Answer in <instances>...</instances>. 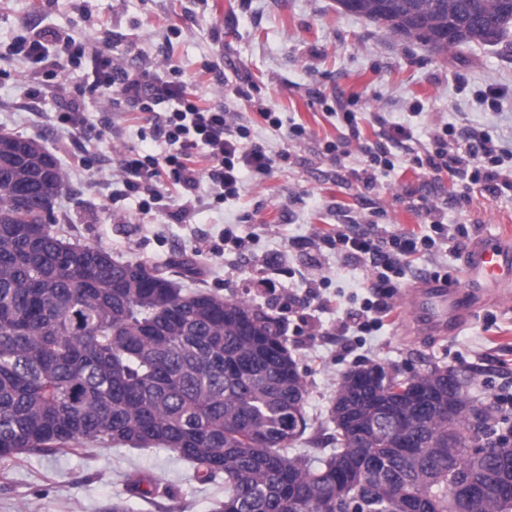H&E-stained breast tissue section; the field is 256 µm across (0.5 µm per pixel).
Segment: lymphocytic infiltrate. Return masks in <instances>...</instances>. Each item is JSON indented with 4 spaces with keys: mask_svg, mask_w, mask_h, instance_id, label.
<instances>
[{
    "mask_svg": "<svg viewBox=\"0 0 512 512\" xmlns=\"http://www.w3.org/2000/svg\"><path fill=\"white\" fill-rule=\"evenodd\" d=\"M86 91L95 98L112 96L142 112L157 106L164 109V120L157 132L169 146L167 154L157 158L131 150L120 160L125 190L142 196L141 214H149L161 201L158 184L166 182L189 191L207 176L213 181L216 200L226 201L239 196L242 170L266 176L274 167L273 157L262 146L250 142L248 126L226 111L214 110L205 98L189 90L185 81L147 80L114 68L111 56L102 53ZM399 148L410 164L424 172H447L488 191L512 188V180L499 170L501 151L490 135L472 136L469 145L461 147L438 134L433 144L421 147L411 130L403 126L392 127L364 145L363 165L358 172L364 186H373L393 168ZM448 236L447 225L438 222L426 234L340 231L332 240L337 252L362 261L374 271L375 279L370 285L373 298L366 308L382 312L387 298L398 288L406 265L416 256L431 253L437 240Z\"/></svg>",
    "mask_w": 512,
    "mask_h": 512,
    "instance_id": "1",
    "label": "lymphocytic infiltrate"
}]
</instances>
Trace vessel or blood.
<instances>
[{
	"mask_svg": "<svg viewBox=\"0 0 512 512\" xmlns=\"http://www.w3.org/2000/svg\"><path fill=\"white\" fill-rule=\"evenodd\" d=\"M465 275L471 281L492 286L512 280V245L499 239L480 240L464 254ZM415 319L423 329L446 332L461 325L469 316L459 284L432 278H419L406 289Z\"/></svg>",
	"mask_w": 512,
	"mask_h": 512,
	"instance_id": "b4317fda",
	"label": "vessel or blood"
}]
</instances>
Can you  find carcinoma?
Masks as SVG:
<instances>
[{
    "instance_id": "1",
    "label": "carcinoma",
    "mask_w": 512,
    "mask_h": 512,
    "mask_svg": "<svg viewBox=\"0 0 512 512\" xmlns=\"http://www.w3.org/2000/svg\"><path fill=\"white\" fill-rule=\"evenodd\" d=\"M336 3L434 54L512 44V0ZM63 187L53 154L0 132L1 459L161 446L201 482L224 481L213 512H460L461 463L479 512H512V443L486 452L463 434L476 405L467 377L450 383L456 369L353 370L331 411L335 450L295 454L308 389L279 321L63 238ZM484 409L488 437L506 419Z\"/></svg>"
}]
</instances>
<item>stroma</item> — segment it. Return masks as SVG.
Returning <instances> with one entry per match:
<instances>
[{
    "label": "stroma",
    "mask_w": 512,
    "mask_h": 512,
    "mask_svg": "<svg viewBox=\"0 0 512 512\" xmlns=\"http://www.w3.org/2000/svg\"><path fill=\"white\" fill-rule=\"evenodd\" d=\"M49 33L85 48L76 61L59 57L51 81L45 64L6 50ZM98 50L151 79L178 68L214 106L249 121L252 141L275 159L272 173H243L240 197L223 203L206 177L185 194L161 186L163 204L148 216L139 196L113 199L121 156L133 148L156 155L166 145L142 139L124 104L88 99ZM236 82L250 99L231 93ZM487 90L496 109L480 98ZM340 103L356 112L363 140L339 161L324 146L340 135ZM80 105L82 130L58 122L59 113ZM265 106L279 112L283 130L265 124L258 114ZM380 118L410 127L423 145L451 126L459 139L485 131L511 148L512 48L436 55L340 10L336 0H0V130L34 138L58 158L65 186L54 210L68 218L58 232L122 262L191 260L199 274L182 288L242 298L277 318L308 384L309 427L298 446L322 455L334 446L330 410L341 378L364 364L403 378L456 368L471 374L468 392L477 402L512 397V289L497 295L466 281L463 257L449 244L415 259L404 281L444 268L462 283L472 315L455 334L418 335L404 289L389 298L377 328L344 326L370 296L371 271L337 257L323 235L379 226L419 233L439 216L463 225L470 243L512 240V191L466 192L457 177L425 174L401 155L364 189L355 172ZM295 123L306 134L291 141L285 128ZM263 278L271 287H259ZM133 475L156 483L159 495L152 503L128 497V512H212L224 496L223 482L200 483L174 451L95 444L0 459V512H103Z\"/></svg>",
    "instance_id": "obj_1"
}]
</instances>
